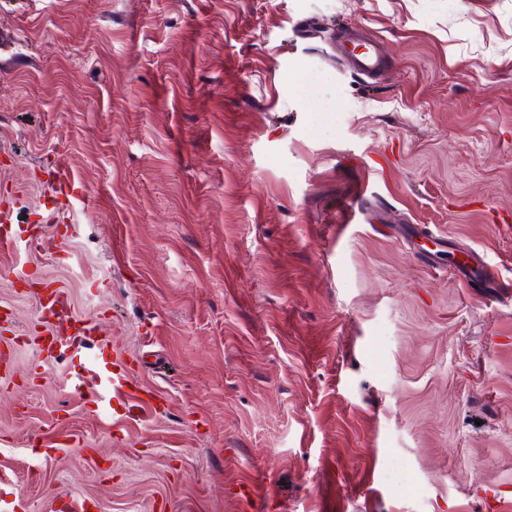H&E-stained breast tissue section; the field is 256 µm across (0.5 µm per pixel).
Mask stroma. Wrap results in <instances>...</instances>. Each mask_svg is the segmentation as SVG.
Wrapping results in <instances>:
<instances>
[{
	"label": "stroma",
	"mask_w": 512,
	"mask_h": 512,
	"mask_svg": "<svg viewBox=\"0 0 512 512\" xmlns=\"http://www.w3.org/2000/svg\"><path fill=\"white\" fill-rule=\"evenodd\" d=\"M61 159L60 248L0 254L1 499L512 512V293L456 274L512 281V0H0V196L35 220ZM22 265L165 409L18 343Z\"/></svg>",
	"instance_id": "obj_1"
}]
</instances>
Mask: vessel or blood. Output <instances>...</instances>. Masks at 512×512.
<instances>
[{"mask_svg":"<svg viewBox=\"0 0 512 512\" xmlns=\"http://www.w3.org/2000/svg\"><path fill=\"white\" fill-rule=\"evenodd\" d=\"M15 218L13 202L1 201V253L24 240L40 247L48 244L42 225L28 226L26 234L21 235L14 228ZM34 296L41 315L40 329L33 341L47 356L55 358L70 352L79 357L80 368L69 378L74 391L101 409L115 405L131 415L148 408L134 367L113 348L111 337L104 335L94 316L74 313L70 294L50 282H42Z\"/></svg>","mask_w":512,"mask_h":512,"instance_id":"1","label":"vessel or blood"}]
</instances>
